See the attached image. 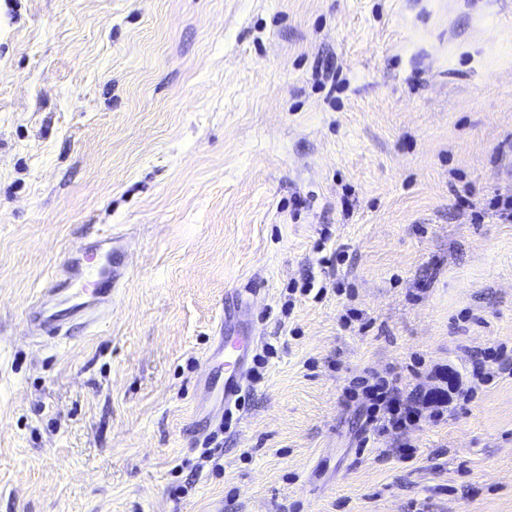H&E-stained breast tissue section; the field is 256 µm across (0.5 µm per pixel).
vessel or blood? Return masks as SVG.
<instances>
[{
    "instance_id": "obj_1",
    "label": "vessel or blood",
    "mask_w": 512,
    "mask_h": 512,
    "mask_svg": "<svg viewBox=\"0 0 512 512\" xmlns=\"http://www.w3.org/2000/svg\"><path fill=\"white\" fill-rule=\"evenodd\" d=\"M126 274V265L112 247L111 233L96 235L73 249L64 267L41 289L27 310V320L48 338L66 339L74 326H87L112 309V288ZM250 336H225L220 340L224 354L225 406L238 405L249 377Z\"/></svg>"
}]
</instances>
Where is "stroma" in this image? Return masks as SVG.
<instances>
[{"mask_svg": "<svg viewBox=\"0 0 512 512\" xmlns=\"http://www.w3.org/2000/svg\"><path fill=\"white\" fill-rule=\"evenodd\" d=\"M509 199L512 0H0V512H512ZM107 228L111 316L32 340ZM225 334L276 353L210 462ZM444 370L362 447L355 381Z\"/></svg>", "mask_w": 512, "mask_h": 512, "instance_id": "35a3bbf8", "label": "stroma"}]
</instances>
